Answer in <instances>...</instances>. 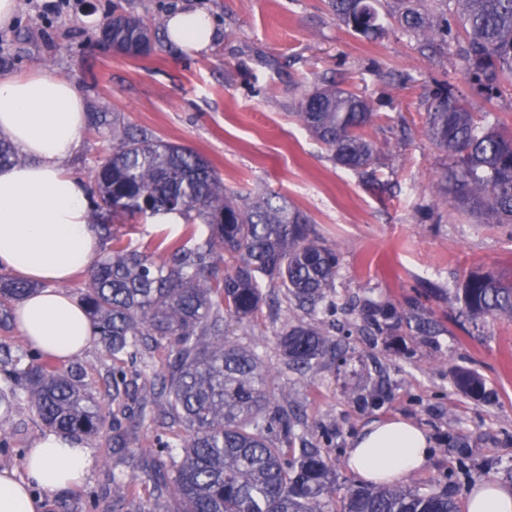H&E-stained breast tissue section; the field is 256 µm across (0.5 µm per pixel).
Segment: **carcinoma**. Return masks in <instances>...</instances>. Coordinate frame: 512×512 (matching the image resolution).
<instances>
[{
  "instance_id": "1",
  "label": "carcinoma",
  "mask_w": 512,
  "mask_h": 512,
  "mask_svg": "<svg viewBox=\"0 0 512 512\" xmlns=\"http://www.w3.org/2000/svg\"><path fill=\"white\" fill-rule=\"evenodd\" d=\"M455 23L434 19L406 0L400 22L407 32L456 44L468 78L488 97L512 78V0H448ZM336 16L356 34L381 30L372 0H333ZM100 36L117 51L140 43L150 49L146 24L112 10ZM299 122L322 142L336 164L363 170L373 142L367 129L379 113L357 92L329 87L305 94ZM423 124L446 154L445 193L453 206L488 224L512 226V133L475 112L452 92L431 95ZM118 146L96 171L94 204L111 216L98 224L112 242L88 265L82 294L93 335L112 358V401L127 394V373L159 348L171 352L158 378L164 419L181 431L178 442L157 439L170 468L147 474L156 497L174 500L172 512H460L446 491L420 492L408 485H363L335 505L333 438L300 439L303 422L285 391L277 392L255 351L225 330L227 320L255 324L264 303L263 284L283 288L314 314L334 311L338 253L315 236L307 220L273 194L252 202L224 188L203 155L148 133L112 131ZM179 214L194 236L193 221L210 226L202 244L160 242L132 249L114 229L138 217ZM33 290L0 275V302ZM473 320L512 321V279L474 273L462 289ZM287 369L309 371L336 355V341L303 323L286 322L276 333ZM454 387L464 395H486L483 379L459 370ZM27 401L50 430L95 436L104 430L99 402L81 386L78 371L63 373L41 354L20 350L0 358V407L9 418Z\"/></svg>"
}]
</instances>
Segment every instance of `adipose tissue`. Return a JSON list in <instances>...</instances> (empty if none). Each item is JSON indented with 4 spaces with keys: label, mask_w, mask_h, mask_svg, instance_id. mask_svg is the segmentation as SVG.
I'll list each match as a JSON object with an SVG mask.
<instances>
[{
    "label": "adipose tissue",
    "mask_w": 512,
    "mask_h": 512,
    "mask_svg": "<svg viewBox=\"0 0 512 512\" xmlns=\"http://www.w3.org/2000/svg\"><path fill=\"white\" fill-rule=\"evenodd\" d=\"M165 27L169 41L191 54L207 52L217 33L211 16L199 10L177 11ZM87 121L85 101L71 82L43 69L0 76V133L27 158L0 168V269L35 284L16 309L17 326L28 344L60 361L93 341L85 308L63 288L98 248L86 221L85 188L64 170ZM429 456L427 433L399 418L365 427L345 465L366 483L393 485L423 469ZM92 464L83 442L54 433L39 437L25 461L26 482L0 471V512H44L45 495L81 484ZM466 512H512V486L478 483Z\"/></svg>",
    "instance_id": "obj_1"
}]
</instances>
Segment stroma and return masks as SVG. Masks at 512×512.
Listing matches in <instances>:
<instances>
[{"label":"stroma","instance_id":"stroma-1","mask_svg":"<svg viewBox=\"0 0 512 512\" xmlns=\"http://www.w3.org/2000/svg\"><path fill=\"white\" fill-rule=\"evenodd\" d=\"M48 13L44 0H19L14 22L0 28V74L42 68L72 82L89 117L107 114L113 126L85 131L64 168L86 190L94 170L111 156L113 128L144 129L206 157L224 185L246 198L270 192L306 216L318 237L338 252L337 330L342 352L286 389L303 406L306 431L335 432L336 489L345 494L357 477L344 465L348 448L376 420L406 418L425 429L431 454L425 469L407 476L413 488L448 491L465 502L468 488L490 480L512 482V322L470 321L462 288L473 271L512 274V228L481 223L438 205L445 154L429 139L423 111L431 92L449 87L475 110L512 131V83L486 98L470 83L455 49L428 47L408 35L397 17L401 0H379L384 31L366 39L333 13L329 0H61ZM212 15L219 36L195 56L169 43L165 18L184 6ZM119 10L142 19L152 49L140 57L97 42L106 14ZM338 85L359 92L380 112L369 128L376 153L368 177L337 165L294 116L304 92ZM273 308L261 328L228 322L227 331L259 354L271 373L281 369L276 333L286 319L322 325L269 288ZM385 307L393 316L374 326ZM169 356L156 350L146 373L135 377L130 398L112 399L111 358L99 344L74 363L82 383L115 414L131 437L112 445L111 430L88 438L94 464L85 481L48 497L46 512H169L152 496L146 465L159 464L157 437L173 429L140 424L143 398ZM479 374L483 399L458 392L454 371ZM381 393L367 401L370 391ZM10 447L0 467L24 479V458L45 434L35 409L5 423ZM122 475L139 482L122 500L112 485Z\"/></svg>","mask_w":512,"mask_h":512}]
</instances>
